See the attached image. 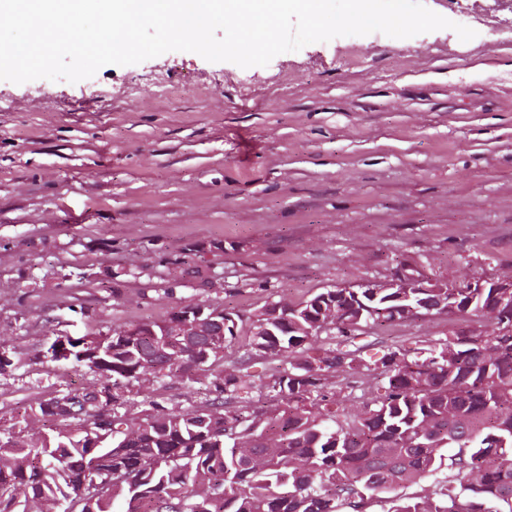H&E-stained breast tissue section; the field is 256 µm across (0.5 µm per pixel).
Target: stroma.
Here are the masks:
<instances>
[{"mask_svg":"<svg viewBox=\"0 0 512 512\" xmlns=\"http://www.w3.org/2000/svg\"><path fill=\"white\" fill-rule=\"evenodd\" d=\"M475 30L340 36L240 67L170 51L76 83L0 80V436L33 398L89 382L43 351L223 304L246 357L268 304L399 274L512 275V12L424 0ZM444 315L367 328L375 353L478 329ZM167 406L212 399L208 377L158 385Z\"/></svg>","mask_w":512,"mask_h":512,"instance_id":"stroma-1","label":"stroma"}]
</instances>
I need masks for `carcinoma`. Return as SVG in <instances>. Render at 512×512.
I'll return each mask as SVG.
<instances>
[{
    "label": "carcinoma",
    "mask_w": 512,
    "mask_h": 512,
    "mask_svg": "<svg viewBox=\"0 0 512 512\" xmlns=\"http://www.w3.org/2000/svg\"><path fill=\"white\" fill-rule=\"evenodd\" d=\"M477 317L431 345L364 357L349 345L369 324L420 316ZM131 325L93 332L71 362L95 381L41 399L16 436L0 441V512H366L371 494L435 477L433 488L390 512H512V288H330L257 315L249 350L283 358L257 385L224 348L206 366L171 343L148 367L155 338ZM211 376L215 398L183 409L151 396L131 410L128 384L149 376ZM382 375L384 391L349 409L325 390L339 375ZM279 406L248 413L255 393ZM112 393V437L97 443L95 396ZM58 416L46 432L39 418Z\"/></svg>",
    "instance_id": "obj_1"
}]
</instances>
